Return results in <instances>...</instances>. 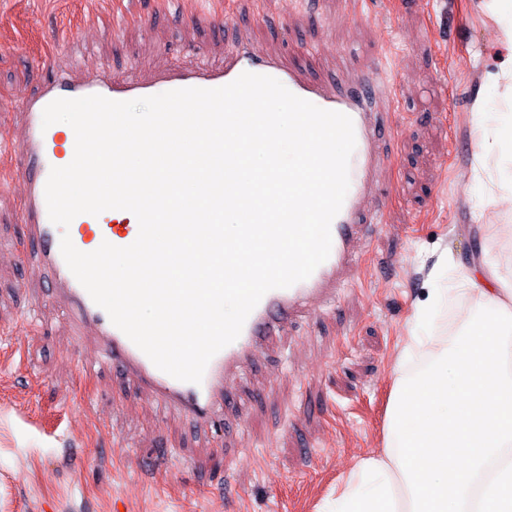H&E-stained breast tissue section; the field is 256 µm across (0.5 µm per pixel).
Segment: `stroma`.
Instances as JSON below:
<instances>
[{"instance_id":"obj_1","label":"stroma","mask_w":512,"mask_h":512,"mask_svg":"<svg viewBox=\"0 0 512 512\" xmlns=\"http://www.w3.org/2000/svg\"><path fill=\"white\" fill-rule=\"evenodd\" d=\"M302 76L390 72L391 164L377 216L334 301L271 340L233 387L244 405L203 433L88 348L29 270L0 260V512H317L353 457L383 446L394 371L441 253L489 256L512 287V205L477 212L473 99L505 55L480 0H0V122L69 62L147 78L228 62L227 31ZM19 150H0V250L26 216Z\"/></svg>"}]
</instances>
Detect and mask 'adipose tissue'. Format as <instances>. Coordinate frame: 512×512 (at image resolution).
Returning <instances> with one entry per match:
<instances>
[{"label":"adipose tissue","instance_id":"obj_1","mask_svg":"<svg viewBox=\"0 0 512 512\" xmlns=\"http://www.w3.org/2000/svg\"><path fill=\"white\" fill-rule=\"evenodd\" d=\"M512 59L486 72L474 102L478 129L495 126L473 167L478 208L512 200ZM480 279L457 277L441 258V283L417 303L401 360L430 348L427 366L396 369L384 446L359 458L318 512H512V310L494 261ZM466 295L475 314L451 337L434 335L436 310Z\"/></svg>","mask_w":512,"mask_h":512}]
</instances>
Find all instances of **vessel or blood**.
<instances>
[{
    "label": "vessel or blood",
    "instance_id": "vessel-or-blood-1",
    "mask_svg": "<svg viewBox=\"0 0 512 512\" xmlns=\"http://www.w3.org/2000/svg\"><path fill=\"white\" fill-rule=\"evenodd\" d=\"M245 72L274 77L295 95L352 119L356 146L349 163L350 185L331 225L328 259L306 280L269 291L248 316L240 336L211 359L201 383L194 384L159 370L113 325L106 311L94 303L69 270L60 252L62 234H69L73 245L88 253L105 242L118 247L131 245L138 237L139 225L133 222L115 228L101 217L81 214L64 231L50 221L45 200L46 181L51 168L60 166L65 156L74 155L76 136L71 131L62 132L55 124L43 126L42 113L58 98L97 94L125 101L181 88H217ZM393 100L394 84L387 72H378L354 88L336 91L325 83L302 77L277 57L255 54L244 42L235 47L232 63L222 68L181 65L166 69L150 80L111 74L78 81L65 72L55 74L23 104L24 133L19 147L29 165L21 176L22 199L30 222L25 227L23 245L15 248L11 258L29 262L33 279L47 280L53 294L67 308L76 336L94 344L96 356L85 361V371L120 370L135 384L149 390L155 402L168 412L192 421L200 429H209L223 418L224 409L232 399L230 377L256 356L269 337L279 334L286 324L302 313L314 311L319 301L335 294L357 264L355 245L363 235L359 217L368 203L371 176L382 162L376 144L393 133L391 124L381 122L376 107L391 105Z\"/></svg>",
    "mask_w": 512,
    "mask_h": 512
}]
</instances>
